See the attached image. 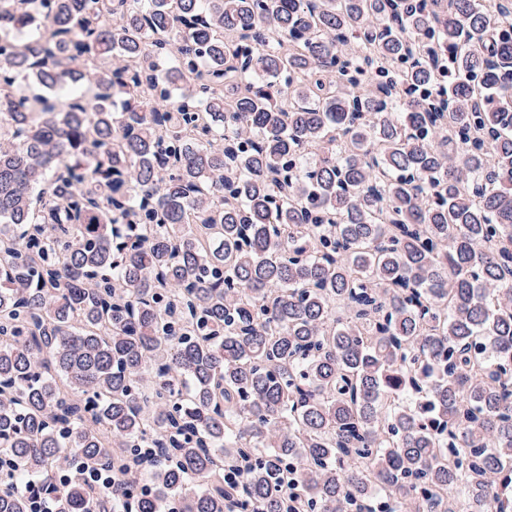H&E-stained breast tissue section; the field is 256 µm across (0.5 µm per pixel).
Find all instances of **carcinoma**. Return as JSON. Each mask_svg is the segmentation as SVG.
Here are the masks:
<instances>
[{
    "label": "carcinoma",
    "instance_id": "cac0c4a2",
    "mask_svg": "<svg viewBox=\"0 0 512 512\" xmlns=\"http://www.w3.org/2000/svg\"><path fill=\"white\" fill-rule=\"evenodd\" d=\"M510 16L0 0V512H512ZM72 479H77L84 484L95 498H98L104 489H108L115 483L113 472L111 475L106 471L74 463L71 471L59 474L57 477L53 476L51 485L47 489L39 485V479L27 483L26 488L30 492L32 512H54L52 509L53 497L65 491Z\"/></svg>",
    "mask_w": 512,
    "mask_h": 512
}]
</instances>
